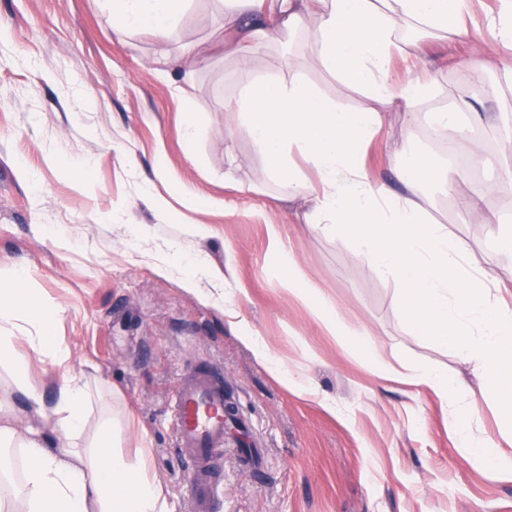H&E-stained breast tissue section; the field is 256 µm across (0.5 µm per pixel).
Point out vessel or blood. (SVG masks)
I'll list each match as a JSON object with an SVG mask.
<instances>
[{
  "instance_id": "b4317fda",
  "label": "vessel or blood",
  "mask_w": 512,
  "mask_h": 512,
  "mask_svg": "<svg viewBox=\"0 0 512 512\" xmlns=\"http://www.w3.org/2000/svg\"><path fill=\"white\" fill-rule=\"evenodd\" d=\"M174 429L178 450L192 464L189 498L191 512H211L215 491L214 461L224 452L230 426L244 428V421L225 418L224 383L213 372L184 375L174 392Z\"/></svg>"
}]
</instances>
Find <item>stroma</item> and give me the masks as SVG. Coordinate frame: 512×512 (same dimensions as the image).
Segmentation results:
<instances>
[{"mask_svg": "<svg viewBox=\"0 0 512 512\" xmlns=\"http://www.w3.org/2000/svg\"><path fill=\"white\" fill-rule=\"evenodd\" d=\"M463 36L421 43L396 59L395 73L424 69L435 80L422 112L452 100L484 109L479 82L497 80L485 16L498 0H472ZM220 0H187L175 35L158 44L146 31L117 43L112 0H0V271H20L14 298L15 345L27 349L39 325L27 303L39 298L57 316L53 334L69 356L29 355V379L53 408L63 384L88 385L83 430L64 437L37 416L0 361V416L18 433L44 429L59 448L93 455L108 440L131 462L147 461L167 512L189 510V463L176 447L173 392L193 370L219 369L224 390L262 448L260 467L242 465L234 439L217 461L222 482L212 512H512V479L476 469L460 455L440 400L401 377L435 367L463 383L473 376L452 350L409 331L392 281L378 276L345 239L311 230L260 182L263 159L244 137L224 140V100L237 90L236 62L219 38ZM208 46L193 83L162 76L154 58L183 45ZM292 63L323 96L351 110L372 107L362 91L323 72L307 41L291 53L272 47L253 59L261 73ZM196 132L184 144L185 120ZM492 168L465 167L450 191L431 190L432 215L468 245L472 259L505 277L512 258L493 248L494 229L461 200L488 180L512 185L504 131L474 127ZM444 159L425 124L406 129L403 113L383 114L380 136L364 151L367 168L386 174L393 150ZM166 165L196 202L171 196L154 168ZM232 174L234 184L224 181ZM195 224L213 233L199 237ZM285 227L305 274L337 311L364 324L372 351L329 336L307 305L272 278L277 263L266 227ZM238 289L220 301L193 294L182 278L196 257ZM238 311L232 329L225 309ZM259 334L283 371L302 378L298 393L275 379L242 341ZM395 367L375 375L372 359ZM335 402V412L322 400Z\"/></svg>", "mask_w": 512, "mask_h": 512, "instance_id": "35a3bbf8", "label": "stroma"}]
</instances>
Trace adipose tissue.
Masks as SVG:
<instances>
[{
  "instance_id": "1",
  "label": "adipose tissue",
  "mask_w": 512,
  "mask_h": 512,
  "mask_svg": "<svg viewBox=\"0 0 512 512\" xmlns=\"http://www.w3.org/2000/svg\"><path fill=\"white\" fill-rule=\"evenodd\" d=\"M488 23L491 39L505 46L495 59L512 77V0H500ZM224 29L239 38L238 90L224 101L225 138L243 136L266 160L269 179L279 184L280 202L305 206L311 228L346 238L376 273L391 276L405 323L435 343L452 345L471 364L475 385L457 391L435 369L418 372L412 385L441 401L461 453L474 465L512 475V437L498 441L475 435L468 412L478 398L492 399L505 426L512 427V300L490 293L466 258L463 243L447 225L428 216L427 190L448 187L455 171L429 154L393 153L394 181L372 175L363 152L380 134L383 110L416 122L420 104L433 90L418 71L394 81V56H413L417 43L405 29L444 38L466 29L469 0H223ZM185 0H112L116 41L146 31L159 43L173 35ZM308 31L315 60L326 73L360 88L375 105L346 110L319 95L300 76L257 73L253 58L262 49ZM271 248L324 330L358 339L372 348L363 324L339 319L332 301L292 256L282 227H267ZM9 309L0 302V358L12 367L35 413L43 395L30 383L28 356L16 349L4 327ZM90 398L81 384L60 387L52 410L56 429L73 434L84 421ZM21 443L26 468L22 494L26 512H164L161 488L143 462L129 463L100 441L94 458L55 448L41 430L18 435L10 419L0 420V446Z\"/></svg>"
}]
</instances>
